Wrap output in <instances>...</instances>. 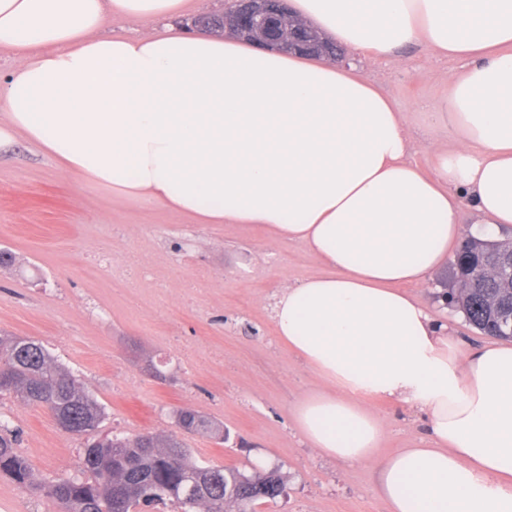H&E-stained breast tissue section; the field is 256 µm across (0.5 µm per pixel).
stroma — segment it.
Masks as SVG:
<instances>
[{
  "mask_svg": "<svg viewBox=\"0 0 512 512\" xmlns=\"http://www.w3.org/2000/svg\"><path fill=\"white\" fill-rule=\"evenodd\" d=\"M404 111L417 114L455 66L421 49L398 59L346 55ZM0 334L41 341L104 406L98 433L176 431L190 409L224 426V442L195 435L199 459L252 473L268 460L284 478L277 502L258 512H388L374 463L344 465L298 433L294 405L321 380L276 339L271 304L279 289L319 273L302 245L235 224H196L159 205L112 197L80 184L17 141L0 154ZM451 265L409 287L466 349L488 343L442 298ZM207 353L189 363L186 350ZM383 422L379 456L423 445L421 414L367 402ZM0 415L20 430L19 449L40 478L78 474L84 438L59 429L46 409L0 397ZM0 512H60L0 478Z\"/></svg>",
  "mask_w": 512,
  "mask_h": 512,
  "instance_id": "stroma-1",
  "label": "stroma"
}]
</instances>
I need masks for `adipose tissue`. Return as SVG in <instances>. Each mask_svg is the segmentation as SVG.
Instances as JSON below:
<instances>
[{"instance_id": "1", "label": "adipose tissue", "mask_w": 512, "mask_h": 512, "mask_svg": "<svg viewBox=\"0 0 512 512\" xmlns=\"http://www.w3.org/2000/svg\"><path fill=\"white\" fill-rule=\"evenodd\" d=\"M186 0H0V152L24 139L113 196L296 241L324 274L280 290L279 342L323 380L305 441L376 463L390 512H512V347L462 352L407 286L453 253L466 213L512 224V0H291L347 52L457 61L412 161L408 117L332 62L170 26ZM131 23L103 36L106 15ZM381 398L422 413L424 448L385 458Z\"/></svg>"}]
</instances>
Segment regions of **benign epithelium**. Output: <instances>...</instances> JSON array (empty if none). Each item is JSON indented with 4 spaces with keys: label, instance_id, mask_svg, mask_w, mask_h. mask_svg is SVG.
I'll list each match as a JSON object with an SVG mask.
<instances>
[{
    "label": "benign epithelium",
    "instance_id": "obj_1",
    "mask_svg": "<svg viewBox=\"0 0 512 512\" xmlns=\"http://www.w3.org/2000/svg\"><path fill=\"white\" fill-rule=\"evenodd\" d=\"M286 7L287 0H231L220 19L225 29L261 49L314 55L308 30L290 20Z\"/></svg>",
    "mask_w": 512,
    "mask_h": 512
}]
</instances>
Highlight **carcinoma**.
<instances>
[{"label": "carcinoma", "instance_id": "cac0c4a2", "mask_svg": "<svg viewBox=\"0 0 512 512\" xmlns=\"http://www.w3.org/2000/svg\"><path fill=\"white\" fill-rule=\"evenodd\" d=\"M469 253L456 254L453 308L485 335L512 339V289L495 274L496 264L512 258L508 240L467 239ZM0 394L47 409L71 425V434L96 432L105 408L63 364L31 337L0 336ZM187 434L213 438L223 425L188 409L176 416ZM17 431L0 423V477L33 496L57 501L62 512H140L139 507L171 502L180 512H254L274 503L283 478L274 469L247 474L236 467L203 464L174 434L107 435L86 445L82 475L46 482L16 448Z\"/></svg>", "mask_w": 512, "mask_h": 512}]
</instances>
